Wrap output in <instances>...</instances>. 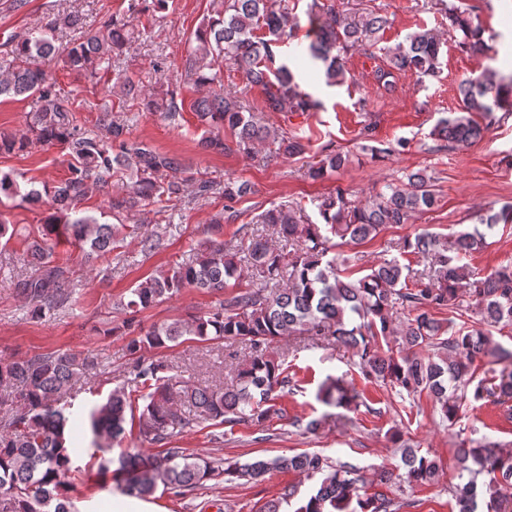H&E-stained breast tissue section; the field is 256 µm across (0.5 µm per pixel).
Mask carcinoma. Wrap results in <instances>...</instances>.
<instances>
[{"mask_svg":"<svg viewBox=\"0 0 512 512\" xmlns=\"http://www.w3.org/2000/svg\"><path fill=\"white\" fill-rule=\"evenodd\" d=\"M308 14L314 39L308 46L311 58L324 63L327 83L345 82L343 59L352 51L375 48L378 33L392 23L387 15L339 10L333 4L312 0ZM80 31L68 46L55 45L58 33ZM296 25L287 0H224V12L210 18L188 40L186 72L208 88L191 104L213 135L205 140L212 150L228 145L219 131L229 129L237 149L247 151L276 131L259 124L240 98L224 92L223 65L236 66L246 85L266 94V108L283 116L310 112L318 102L300 90L287 65L275 66L281 43L294 36ZM448 37L466 50L486 48L483 30L471 17L448 9ZM129 31L125 24L109 20L96 32L83 31L81 18L52 12L36 29L11 38L10 48L0 53V98L35 97L39 107L18 134L0 135V152L23 151L32 145L58 146L67 162L66 177L51 185L22 189L20 175L0 171V238L8 232L5 208L44 197L49 208L28 245L34 273L17 281V293L30 306L34 319H43L72 306L69 259L55 256L62 238L74 241L90 257L110 252L122 240V224H105L79 208L93 192L107 196L112 217L142 207L164 210L193 198L224 196V219L240 216L235 204L252 192L243 180L224 185L207 180L183 165L175 155L158 153L125 138V126L112 120V110L79 99L81 90L62 93L54 78L63 65L88 80L112 72L114 55L125 48ZM444 42L432 30L415 31L405 42L389 50V64L423 77H435ZM126 95L143 96V110L157 112L171 124L179 122L184 100L176 92L159 96L142 93L130 77L121 80ZM460 111L438 121L431 136L456 149L481 140L485 120L497 111L512 112V73L485 71L459 85ZM98 112L102 136L88 133L73 116V101ZM284 151L304 155L308 145L286 133L280 137ZM347 156L330 151L314 162L309 173L323 179L338 172ZM124 189L110 192L112 179ZM437 203L432 179L422 171L406 174L395 183L359 199L343 187L314 201L318 221L298 207H271L259 215L260 223L275 233L282 246L274 248L254 239L244 249L222 242L197 253L194 261L147 278L130 289L122 304L132 327L135 314L155 302L170 298L185 288L222 292L231 281L239 284L245 272L251 280L238 293L203 316L163 323L132 339L135 356L131 378L113 388L106 400L89 414L98 459L99 474L112 473L122 493L140 498L152 496L162 485L180 494L194 490L220 475L258 480L271 472H297L316 480L295 512H401L416 507L415 501L395 502L382 492L361 494L364 479L359 468L336 462L318 453L257 459L244 464L193 458L172 446L184 431L205 422L262 423L278 413L276 392L297 386L271 354L273 344L290 336L315 343L336 341L352 350L364 379L382 383L409 395L426 394L435 403L443 421L455 423L463 400L494 399L503 414L512 417V370L475 380L471 367L478 358L496 363L512 362V351L495 343L488 329L512 326V267L480 275L463 263L467 253L486 243L487 234L500 223L512 221V207L479 216V224L447 238L423 231L406 236L391 248L427 262L421 271L396 257L366 269L360 277L343 270L349 258L339 251L344 245H359L376 238L386 227L407 224L415 214ZM467 295L475 301L472 315L450 327L435 313L460 306ZM403 320L396 321V314ZM200 342L242 340L251 348L245 363L235 366L233 379L222 387H185L173 394L172 362L145 357L144 350L169 348L186 340ZM98 358L82 359L62 351L24 359L0 358V401L18 407L5 414L0 427V512H73L67 496L72 459L65 446L69 416L61 400L77 378L91 375ZM143 409L134 415V399ZM317 398L324 404L369 413L365 391L344 378L327 376ZM138 419L141 444L158 447L161 453L144 455L124 451L117 459L107 457L122 441L128 420ZM391 440L402 448L403 473L398 478L412 486H425L435 479L439 465L422 454L395 431ZM456 454L460 463L458 483L449 487L459 512H502L504 491L512 488V452L485 438H464ZM115 469H110L112 464Z\"/></svg>","mask_w":512,"mask_h":512,"instance_id":"cac0c4a2","label":"carcinoma"}]
</instances>
